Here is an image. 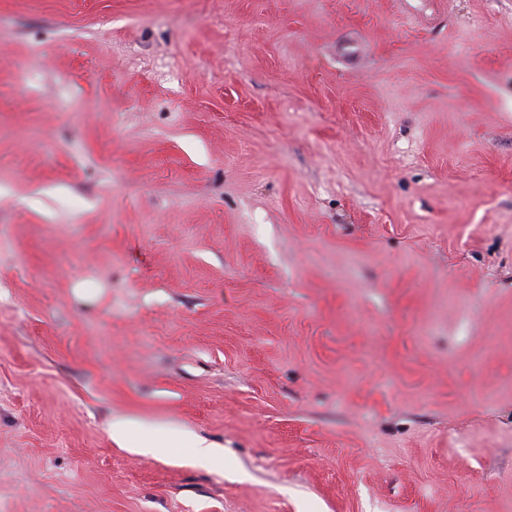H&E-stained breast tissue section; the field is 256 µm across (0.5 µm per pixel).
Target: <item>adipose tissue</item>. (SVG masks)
Masks as SVG:
<instances>
[{"label":"adipose tissue","mask_w":512,"mask_h":512,"mask_svg":"<svg viewBox=\"0 0 512 512\" xmlns=\"http://www.w3.org/2000/svg\"><path fill=\"white\" fill-rule=\"evenodd\" d=\"M142 425L129 418H117L110 425L111 438L125 447L134 449L141 454H154L161 448L189 447L193 459L198 463H206L215 453V448L203 438H191L178 430L161 431L159 438H143L140 435Z\"/></svg>","instance_id":"1"}]
</instances>
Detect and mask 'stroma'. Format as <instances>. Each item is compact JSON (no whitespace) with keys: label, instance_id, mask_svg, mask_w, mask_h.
<instances>
[{"label":"stroma","instance_id":"stroma-1","mask_svg":"<svg viewBox=\"0 0 512 512\" xmlns=\"http://www.w3.org/2000/svg\"><path fill=\"white\" fill-rule=\"evenodd\" d=\"M0 512H512V0H0ZM142 424L129 418H116L110 425L111 438L127 448L141 454H155L158 448H192V458L204 464L215 454V447L203 438H191L185 432L178 430H160V438H142L140 431Z\"/></svg>","mask_w":512,"mask_h":512}]
</instances>
